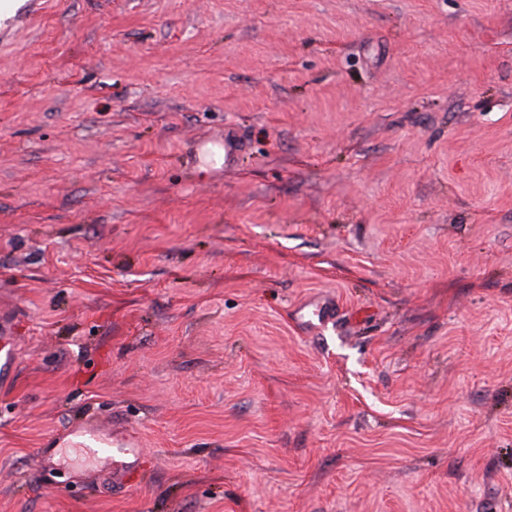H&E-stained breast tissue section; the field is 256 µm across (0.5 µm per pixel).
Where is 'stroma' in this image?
Segmentation results:
<instances>
[{"label": "stroma", "mask_w": 512, "mask_h": 512, "mask_svg": "<svg viewBox=\"0 0 512 512\" xmlns=\"http://www.w3.org/2000/svg\"><path fill=\"white\" fill-rule=\"evenodd\" d=\"M2 316L0 512H512V0H24ZM247 151V144L237 132H224V166L237 167L241 157ZM19 359L17 341L9 326L0 323V374L8 375ZM72 434L80 433L83 437L79 447L85 448L90 454L97 456L102 455L107 458L112 456L113 463L116 454L132 455L137 457L139 453L140 443L138 437L132 434L113 435L112 443L108 438L104 437L95 428H75ZM113 447V448H112Z\"/></svg>", "instance_id": "1"}]
</instances>
